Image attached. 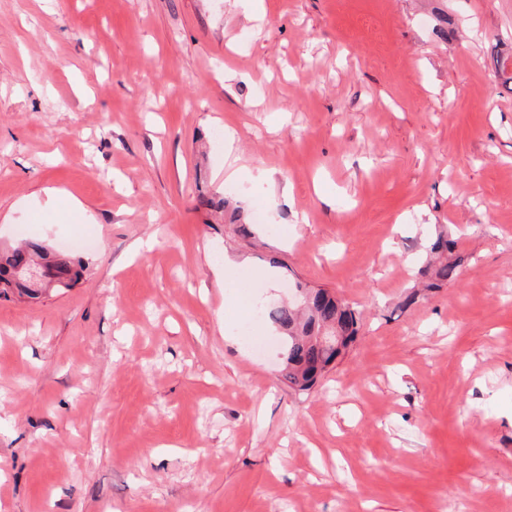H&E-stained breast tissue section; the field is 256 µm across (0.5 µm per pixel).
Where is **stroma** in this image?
<instances>
[{
    "label": "stroma",
    "mask_w": 512,
    "mask_h": 512,
    "mask_svg": "<svg viewBox=\"0 0 512 512\" xmlns=\"http://www.w3.org/2000/svg\"><path fill=\"white\" fill-rule=\"evenodd\" d=\"M499 57L512 0H0V245L89 241L0 298V512H512ZM298 284L361 316L303 393L239 333ZM454 248L455 244L448 241V238L443 235H439L430 246V252L438 259L431 272L432 280L442 283L454 277L456 269L462 260L459 256L451 260L448 259V253L452 254ZM437 282H429L427 288H436V286H439Z\"/></svg>",
    "instance_id": "1"
}]
</instances>
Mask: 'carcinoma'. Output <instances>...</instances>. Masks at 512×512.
<instances>
[{"instance_id": "carcinoma-1", "label": "carcinoma", "mask_w": 512, "mask_h": 512, "mask_svg": "<svg viewBox=\"0 0 512 512\" xmlns=\"http://www.w3.org/2000/svg\"><path fill=\"white\" fill-rule=\"evenodd\" d=\"M455 244L440 235L430 246L438 262L426 267L423 275H431L427 287L452 279L461 258L448 259ZM46 262L57 288L67 289L83 276L84 265L73 259L51 262L43 245L28 241L0 256V283L14 288L19 296L36 297L21 271L39 261ZM268 317L284 337L287 371L282 373L288 386L295 391L312 390L356 341L359 317L346 303L323 289H301V300L283 302L268 312Z\"/></svg>"}]
</instances>
